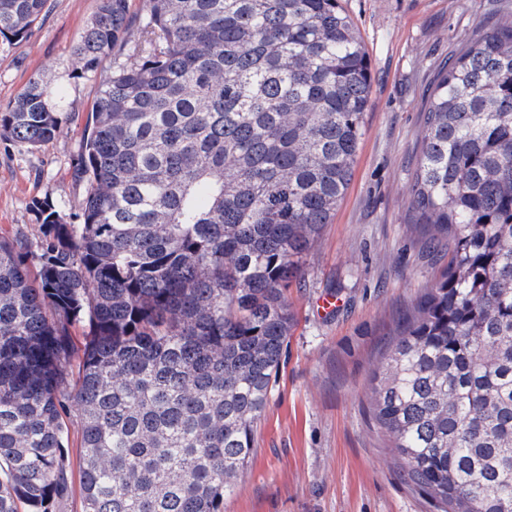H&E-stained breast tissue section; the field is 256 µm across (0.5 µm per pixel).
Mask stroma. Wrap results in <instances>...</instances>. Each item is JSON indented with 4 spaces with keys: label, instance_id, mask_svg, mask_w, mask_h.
I'll return each mask as SVG.
<instances>
[{
    "label": "stroma",
    "instance_id": "1",
    "mask_svg": "<svg viewBox=\"0 0 512 512\" xmlns=\"http://www.w3.org/2000/svg\"><path fill=\"white\" fill-rule=\"evenodd\" d=\"M370 57L372 86L353 180L305 259L288 300L295 325L255 452L224 512H435L409 486L370 410V377L402 316L448 262L411 220L425 110L440 70L512 0H341ZM98 0H48L28 38L0 41V104L37 73L56 78ZM95 83L71 86L76 119L30 149L0 140V236L37 241L30 208L44 198L68 221L81 212L74 179ZM338 304L323 313L320 300Z\"/></svg>",
    "mask_w": 512,
    "mask_h": 512
}]
</instances>
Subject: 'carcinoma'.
Wrapping results in <instances>:
<instances>
[{"label":"carcinoma","instance_id":"cac0c4a2","mask_svg":"<svg viewBox=\"0 0 512 512\" xmlns=\"http://www.w3.org/2000/svg\"><path fill=\"white\" fill-rule=\"evenodd\" d=\"M47 0H0V39ZM52 83L0 105L35 149L98 82L40 240L0 237V512H60L80 419L82 512H224L294 325L288 288L353 178L370 102L339 0H98ZM112 57L110 72L103 69ZM450 258L372 374L371 409L436 512L512 502V20L442 69L413 183ZM87 328L77 377L71 328Z\"/></svg>","mask_w":512,"mask_h":512}]
</instances>
